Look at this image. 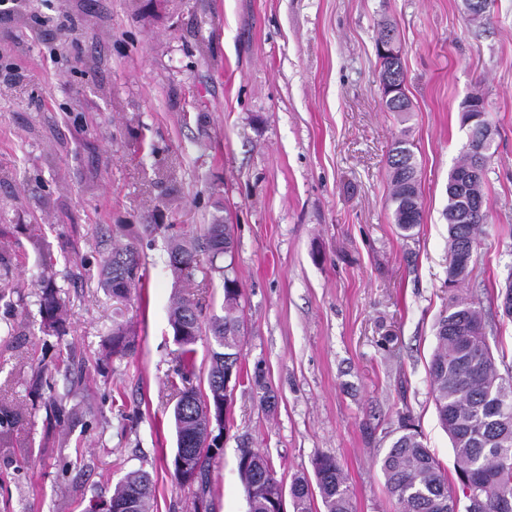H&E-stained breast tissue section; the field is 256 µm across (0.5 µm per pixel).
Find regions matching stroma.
Returning a JSON list of instances; mask_svg holds the SVG:
<instances>
[{
  "instance_id": "obj_1",
  "label": "stroma",
  "mask_w": 512,
  "mask_h": 512,
  "mask_svg": "<svg viewBox=\"0 0 512 512\" xmlns=\"http://www.w3.org/2000/svg\"><path fill=\"white\" fill-rule=\"evenodd\" d=\"M25 2L0 13V62L24 76L0 75V512H86L137 470L153 480V512H195L197 489L172 464L168 241L202 238L217 218L234 237L217 261L242 288L243 376L209 512H248L245 448L287 484L335 457L357 512H399L381 460L405 416L453 473L428 364L448 303V176L473 94L495 153L492 222L466 287L512 365L497 297L512 272V0L479 22L463 0ZM383 22L402 49L403 114L383 101ZM399 138L420 179L423 222L409 237L390 202ZM157 218L173 232L145 235ZM130 241L148 278L117 300L100 286L102 259ZM43 270L67 310L63 337L43 329ZM118 326L131 347L105 357Z\"/></svg>"
}]
</instances>
